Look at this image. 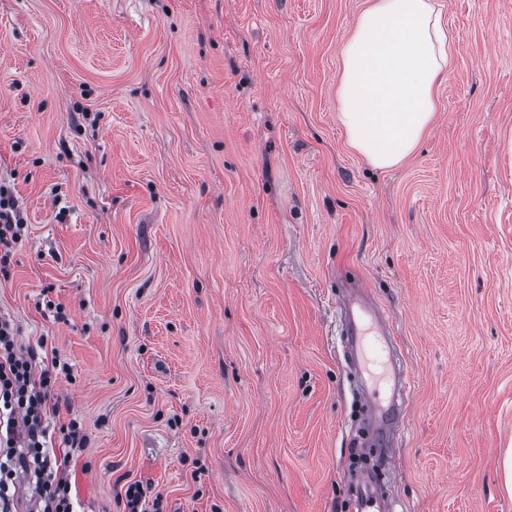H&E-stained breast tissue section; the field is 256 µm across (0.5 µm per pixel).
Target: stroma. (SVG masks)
Listing matches in <instances>:
<instances>
[{
    "label": "stroma",
    "instance_id": "35a3bbf8",
    "mask_svg": "<svg viewBox=\"0 0 512 512\" xmlns=\"http://www.w3.org/2000/svg\"><path fill=\"white\" fill-rule=\"evenodd\" d=\"M366 0H0V180L26 223L0 314L72 367L77 512H360L361 283L414 380L394 512H512V0H443L442 110L400 167L336 120ZM63 305L54 320L43 301Z\"/></svg>",
    "mask_w": 512,
    "mask_h": 512
}]
</instances>
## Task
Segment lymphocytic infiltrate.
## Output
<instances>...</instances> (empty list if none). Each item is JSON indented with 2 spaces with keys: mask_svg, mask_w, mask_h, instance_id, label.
<instances>
[{
  "mask_svg": "<svg viewBox=\"0 0 512 512\" xmlns=\"http://www.w3.org/2000/svg\"><path fill=\"white\" fill-rule=\"evenodd\" d=\"M24 232L18 201L0 184L1 275H8ZM70 374L69 363L60 358L43 365L34 351H22L17 326L0 316V447L5 450L0 456V512H9L11 491L23 481L37 490L32 512H75L63 467L47 450L55 431V389Z\"/></svg>",
  "mask_w": 512,
  "mask_h": 512,
  "instance_id": "lymphocytic-infiltrate-1",
  "label": "lymphocytic infiltrate"
}]
</instances>
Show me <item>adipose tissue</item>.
Returning a JSON list of instances; mask_svg holds the SVG:
<instances>
[{"mask_svg":"<svg viewBox=\"0 0 512 512\" xmlns=\"http://www.w3.org/2000/svg\"><path fill=\"white\" fill-rule=\"evenodd\" d=\"M452 59L442 0H368L341 45L336 118L371 166L397 167L415 151Z\"/></svg>","mask_w":512,"mask_h":512,"instance_id":"1","label":"adipose tissue"}]
</instances>
